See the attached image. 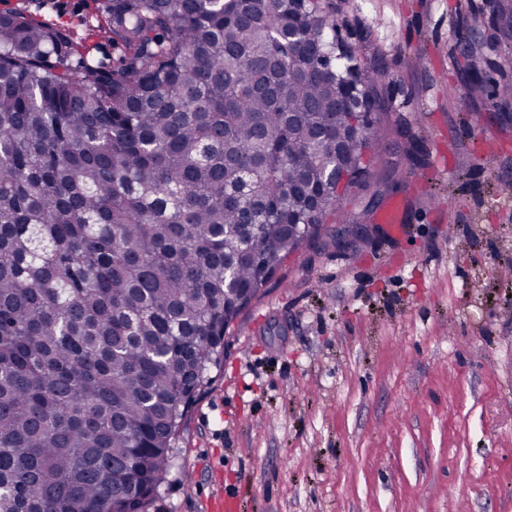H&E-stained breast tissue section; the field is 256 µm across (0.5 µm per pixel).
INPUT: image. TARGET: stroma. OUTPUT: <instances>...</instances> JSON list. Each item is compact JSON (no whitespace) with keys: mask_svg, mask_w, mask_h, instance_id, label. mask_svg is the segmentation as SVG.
Segmentation results:
<instances>
[{"mask_svg":"<svg viewBox=\"0 0 512 512\" xmlns=\"http://www.w3.org/2000/svg\"><path fill=\"white\" fill-rule=\"evenodd\" d=\"M389 78L402 235L340 217L230 325L149 512H512V121L458 61L490 0H329ZM106 0H0L116 61ZM404 126L422 153L400 163Z\"/></svg>","mask_w":512,"mask_h":512,"instance_id":"1","label":"stroma"}]
</instances>
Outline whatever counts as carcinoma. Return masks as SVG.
<instances>
[{"instance_id":"1","label":"carcinoma","mask_w":512,"mask_h":512,"mask_svg":"<svg viewBox=\"0 0 512 512\" xmlns=\"http://www.w3.org/2000/svg\"><path fill=\"white\" fill-rule=\"evenodd\" d=\"M491 25L512 44V0ZM107 0L117 63L0 17V512H149L176 429L221 361L225 280L266 284L346 199L371 220L398 165L343 194L324 171L379 145L378 63L322 0ZM474 86L483 52L466 35ZM373 113L334 120L337 76ZM490 98L512 103V83Z\"/></svg>"}]
</instances>
